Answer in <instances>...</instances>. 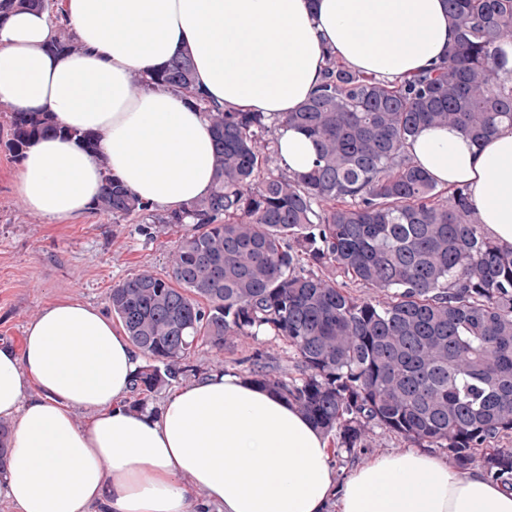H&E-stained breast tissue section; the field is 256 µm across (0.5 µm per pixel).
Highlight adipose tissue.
Listing matches in <instances>:
<instances>
[{
  "label": "adipose tissue",
  "mask_w": 512,
  "mask_h": 512,
  "mask_svg": "<svg viewBox=\"0 0 512 512\" xmlns=\"http://www.w3.org/2000/svg\"><path fill=\"white\" fill-rule=\"evenodd\" d=\"M79 52L47 50L48 12L0 24V102L99 131L96 151L48 137L15 173L27 209L54 223L82 215L105 174L173 209L207 195L214 137L174 90L134 82L179 53L209 100L280 118L321 79L326 53L397 83L444 59L457 32L445 0H62ZM281 165L316 159L300 128L277 131ZM441 186L466 185L486 231L512 247V128L481 144L453 126L413 141ZM140 354L101 309L45 305L22 347L0 344V418L11 426L0 496L16 512H512V487L409 448L338 477L329 443L277 394L216 370L160 408L127 406ZM88 410L84 422L75 412Z\"/></svg>",
  "instance_id": "adipose-tissue-1"
}]
</instances>
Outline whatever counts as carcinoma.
<instances>
[{
  "mask_svg": "<svg viewBox=\"0 0 512 512\" xmlns=\"http://www.w3.org/2000/svg\"><path fill=\"white\" fill-rule=\"evenodd\" d=\"M17 7L53 0H0V21ZM447 7L458 30L448 59L407 81L390 86L327 59L314 95L284 117L318 146L303 174L268 169L257 144L272 123L207 102L188 56L149 75L205 112L215 176L207 196L141 228L154 238L187 226L168 275L142 270L111 290L112 315L148 357L131 407L200 376L198 344L222 350L264 328L288 342L299 377L256 354L245 378L305 413L334 453L355 457L378 427L512 486V248L485 233L466 187L438 186L408 150L429 126H458L477 143L512 126V83L498 74L512 0ZM80 48L67 27L49 45ZM0 112L17 156L50 135L91 151L102 137L48 112ZM94 206L114 220L151 210L110 175ZM348 279L387 298L355 297Z\"/></svg>",
  "mask_w": 512,
  "mask_h": 512,
  "instance_id": "1",
  "label": "carcinoma"
}]
</instances>
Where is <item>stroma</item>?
<instances>
[{
	"mask_svg": "<svg viewBox=\"0 0 512 512\" xmlns=\"http://www.w3.org/2000/svg\"><path fill=\"white\" fill-rule=\"evenodd\" d=\"M8 120L0 115V341L21 346L28 324L51 301L73 299L108 308L112 287L142 268L166 275L170 254L183 233L173 228L149 240L140 232L148 215L116 222L95 209L61 224L28 210L14 189L20 160L6 147ZM273 358L284 372L294 361L288 344L267 332L237 336L226 350L198 346L193 363L209 371L243 373L255 353Z\"/></svg>",
	"mask_w": 512,
	"mask_h": 512,
	"instance_id": "obj_1",
	"label": "stroma"
}]
</instances>
